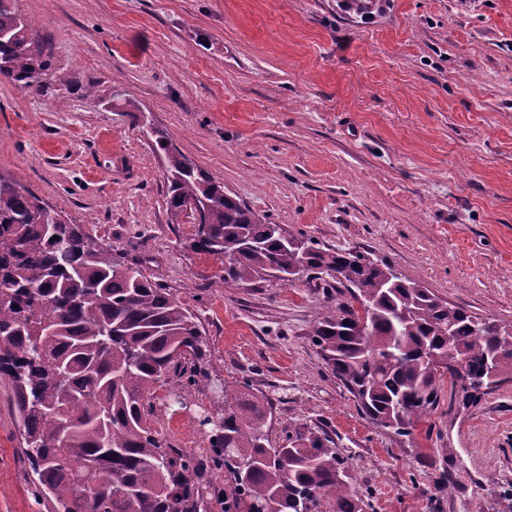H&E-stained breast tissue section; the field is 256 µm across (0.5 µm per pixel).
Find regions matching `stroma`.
Segmentation results:
<instances>
[{
  "label": "stroma",
  "instance_id": "1",
  "mask_svg": "<svg viewBox=\"0 0 512 512\" xmlns=\"http://www.w3.org/2000/svg\"><path fill=\"white\" fill-rule=\"evenodd\" d=\"M66 87L0 81V174L84 225L199 318L205 377L246 379L270 434L324 428L373 512H512V382L471 406L443 386L411 435L375 426L310 333L305 280L222 286L171 223L166 172L117 96L266 221L395 265L449 304L512 324V0H17ZM173 447L208 448L160 413ZM0 382V512L33 497ZM450 490L437 492L439 477Z\"/></svg>",
  "mask_w": 512,
  "mask_h": 512
}]
</instances>
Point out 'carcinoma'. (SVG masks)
I'll use <instances>...</instances> for the list:
<instances>
[{"label": "carcinoma", "mask_w": 512, "mask_h": 512, "mask_svg": "<svg viewBox=\"0 0 512 512\" xmlns=\"http://www.w3.org/2000/svg\"><path fill=\"white\" fill-rule=\"evenodd\" d=\"M15 0H0V79L39 93L65 79ZM125 111L165 158L172 220L190 203L202 224L188 248L224 261L222 284L295 273L336 289L313 345L372 423L409 436L449 380L476 403L512 380V325L450 306L391 264L284 230L191 165L140 106ZM204 355L196 316L143 271L112 260L81 224L42 206L0 175V380L20 421L22 458L55 512H199L204 463L227 473L224 512H366L348 459L308 426L269 438L271 408L245 381L222 383L203 411L208 459L171 446L150 417L151 395L171 376L196 385Z\"/></svg>", "instance_id": "cac0c4a2"}]
</instances>
